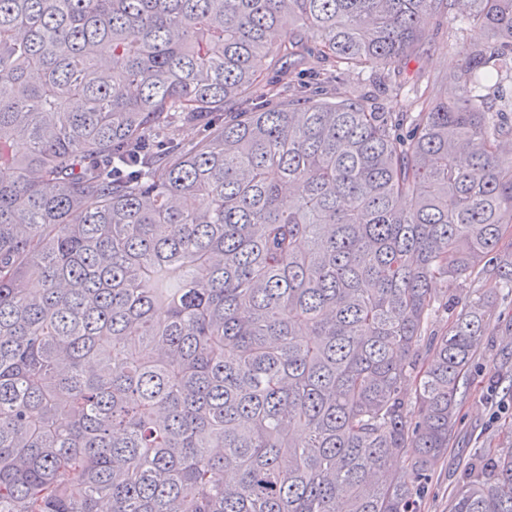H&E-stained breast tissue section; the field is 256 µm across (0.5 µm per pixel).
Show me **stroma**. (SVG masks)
Listing matches in <instances>:
<instances>
[{
  "mask_svg": "<svg viewBox=\"0 0 512 512\" xmlns=\"http://www.w3.org/2000/svg\"><path fill=\"white\" fill-rule=\"evenodd\" d=\"M425 29L429 42L419 53L408 57L395 73L337 67L333 86L316 84L313 73L317 61H310L304 70L293 71L289 80L305 86L309 96L328 101L361 98L367 103L383 105L394 88L411 92L431 80H443L477 43L485 38L481 28L471 25L440 31L436 19H427ZM436 295L454 291L459 300H467L476 291H495L496 301L491 318L483 329V346L473 360L470 384L462 399L456 424L451 433L447 454L428 463L431 482L421 500L420 512H448V499L465 479L469 459L487 439L500 431L505 419L512 416V294L498 291L493 280L458 281L455 288L445 282L434 284Z\"/></svg>",
  "mask_w": 512,
  "mask_h": 512,
  "instance_id": "1",
  "label": "stroma"
}]
</instances>
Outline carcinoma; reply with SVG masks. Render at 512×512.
<instances>
[{
  "label": "carcinoma",
  "instance_id": "obj_1",
  "mask_svg": "<svg viewBox=\"0 0 512 512\" xmlns=\"http://www.w3.org/2000/svg\"><path fill=\"white\" fill-rule=\"evenodd\" d=\"M450 15L452 101L256 105ZM509 71L512 0H0V512H419L493 307L431 284L512 290ZM448 512H512L511 441Z\"/></svg>",
  "mask_w": 512,
  "mask_h": 512
}]
</instances>
